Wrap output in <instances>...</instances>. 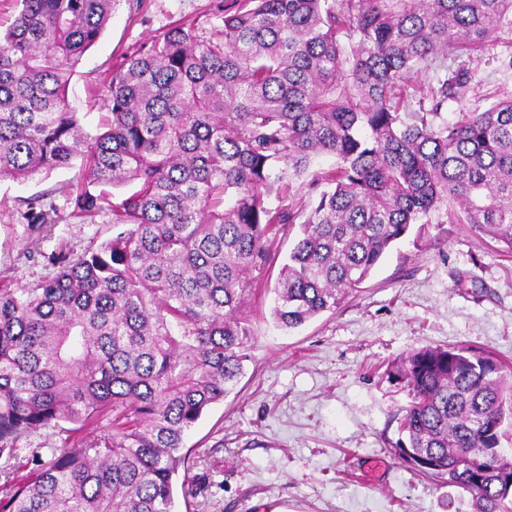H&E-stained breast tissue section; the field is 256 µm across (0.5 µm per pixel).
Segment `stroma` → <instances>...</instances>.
<instances>
[{
  "instance_id": "35a3bbf8",
  "label": "stroma",
  "mask_w": 512,
  "mask_h": 512,
  "mask_svg": "<svg viewBox=\"0 0 512 512\" xmlns=\"http://www.w3.org/2000/svg\"><path fill=\"white\" fill-rule=\"evenodd\" d=\"M234 0H117L98 41L73 67L67 101L85 131L106 112L101 81L123 55L179 22L218 37ZM512 34L486 43L469 92L446 117L483 110L512 94ZM81 159L26 182H0V278L32 284L54 275L60 249L79 254L112 236L106 214L69 220ZM47 195L61 214L31 245L25 201ZM278 270L247 303L251 357L236 388L211 406L185 439L196 496L178 512H473L456 490L417 475L392 453L408 395L387 366L409 350L464 345L512 368V253L477 239L455 216L425 235L407 234L336 310L295 329L272 316ZM67 423L20 436L13 467L25 482L69 440Z\"/></svg>"
}]
</instances>
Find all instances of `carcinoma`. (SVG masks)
I'll return each mask as SVG.
<instances>
[{
    "label": "carcinoma",
    "instance_id": "cac0c4a2",
    "mask_svg": "<svg viewBox=\"0 0 512 512\" xmlns=\"http://www.w3.org/2000/svg\"><path fill=\"white\" fill-rule=\"evenodd\" d=\"M20 2L0 35V181L82 157L70 217L107 211L112 238L33 286L0 281V512H176L175 489L193 494L185 436L250 358L246 297L281 229L299 224L273 308L288 329L450 200L512 252V96L443 118L473 54L512 33V0H240L217 41L179 24L124 57L94 136L66 91L117 0ZM322 155L336 167L308 183L309 211L285 204ZM24 218L38 242L60 216L37 197ZM504 371L427 345L388 372L409 397L395 455L474 512H512ZM60 422L72 444L14 483L18 437Z\"/></svg>",
    "mask_w": 512,
    "mask_h": 512
}]
</instances>
